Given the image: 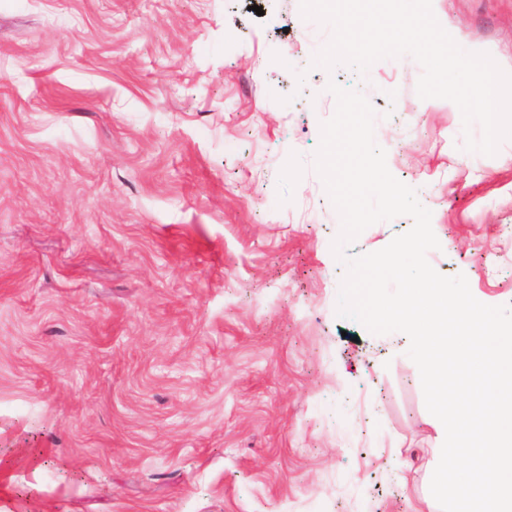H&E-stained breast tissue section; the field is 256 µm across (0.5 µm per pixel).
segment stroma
Wrapping results in <instances>:
<instances>
[{"label":"stroma","instance_id":"stroma-1","mask_svg":"<svg viewBox=\"0 0 512 512\" xmlns=\"http://www.w3.org/2000/svg\"><path fill=\"white\" fill-rule=\"evenodd\" d=\"M512 73V0H432ZM299 0H0V512H441L409 339L338 317L329 82L512 305V139L462 150L422 68L313 66ZM365 229L353 255L411 229Z\"/></svg>","mask_w":512,"mask_h":512}]
</instances>
